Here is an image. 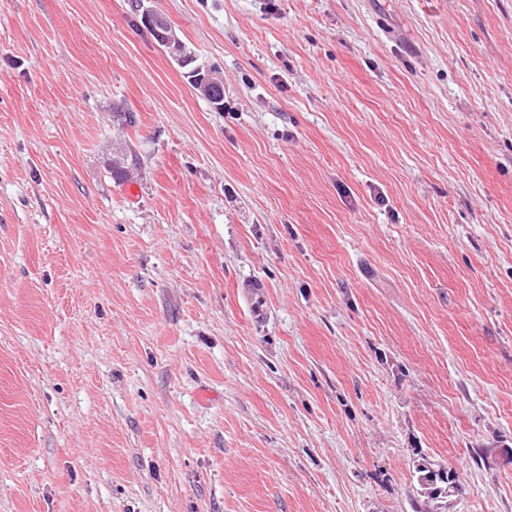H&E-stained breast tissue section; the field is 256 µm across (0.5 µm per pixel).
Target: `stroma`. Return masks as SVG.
<instances>
[{
  "label": "stroma",
  "instance_id": "stroma-1",
  "mask_svg": "<svg viewBox=\"0 0 512 512\" xmlns=\"http://www.w3.org/2000/svg\"><path fill=\"white\" fill-rule=\"evenodd\" d=\"M152 4L0 0V512H512V0ZM167 18L152 6H146L143 11V22L149 29L156 42L164 47L171 58L182 68L188 70L195 90L203 97L208 98L211 95L212 78L206 70L204 73L201 66L196 65L192 60H196L194 54L187 48L186 44L178 37L174 28L167 25ZM142 22V23H143ZM190 70V71H189ZM124 157L120 158V162L112 159V163L108 166V171L112 180L117 184L128 182L135 172L141 168L140 158L132 152L123 154ZM421 461L416 464L415 472L417 475V492L423 500V505L428 506L431 503L441 501L447 498L451 491L459 489V481L455 472L428 460L421 456Z\"/></svg>",
  "mask_w": 512,
  "mask_h": 512
}]
</instances>
